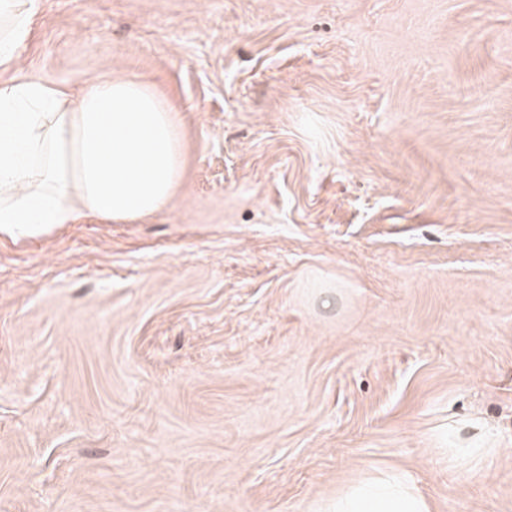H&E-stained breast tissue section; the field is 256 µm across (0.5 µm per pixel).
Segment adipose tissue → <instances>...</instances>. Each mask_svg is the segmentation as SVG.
Segmentation results:
<instances>
[{
	"instance_id": "obj_1",
	"label": "adipose tissue",
	"mask_w": 512,
	"mask_h": 512,
	"mask_svg": "<svg viewBox=\"0 0 512 512\" xmlns=\"http://www.w3.org/2000/svg\"><path fill=\"white\" fill-rule=\"evenodd\" d=\"M34 0H0V66L31 32ZM184 169L176 108L149 84L101 76L81 92L0 84V234L36 237L94 217L132 223L167 209ZM325 512H433L406 474L381 471Z\"/></svg>"
}]
</instances>
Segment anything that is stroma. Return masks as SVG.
<instances>
[{"label": "stroma", "instance_id": "35a3bbf8", "mask_svg": "<svg viewBox=\"0 0 512 512\" xmlns=\"http://www.w3.org/2000/svg\"><path fill=\"white\" fill-rule=\"evenodd\" d=\"M35 5L0 80L148 82L185 163L0 235V512H512V0ZM323 512H433L406 474L394 470L375 475L343 490Z\"/></svg>", "mask_w": 512, "mask_h": 512}]
</instances>
